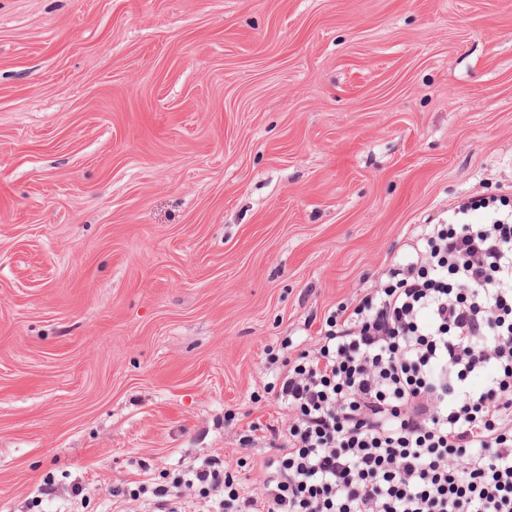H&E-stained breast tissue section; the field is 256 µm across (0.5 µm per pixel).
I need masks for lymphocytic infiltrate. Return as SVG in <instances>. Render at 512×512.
I'll return each mask as SVG.
<instances>
[{
  "instance_id": "obj_1",
  "label": "lymphocytic infiltrate",
  "mask_w": 512,
  "mask_h": 512,
  "mask_svg": "<svg viewBox=\"0 0 512 512\" xmlns=\"http://www.w3.org/2000/svg\"><path fill=\"white\" fill-rule=\"evenodd\" d=\"M450 212L281 374L256 488L207 459L139 485L148 512H183L185 485L210 512H512V211Z\"/></svg>"
}]
</instances>
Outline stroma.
Wrapping results in <instances>:
<instances>
[{
  "instance_id": "stroma-1",
  "label": "stroma",
  "mask_w": 512,
  "mask_h": 512,
  "mask_svg": "<svg viewBox=\"0 0 512 512\" xmlns=\"http://www.w3.org/2000/svg\"><path fill=\"white\" fill-rule=\"evenodd\" d=\"M511 186L512 0H0V512L255 488L269 354Z\"/></svg>"
}]
</instances>
